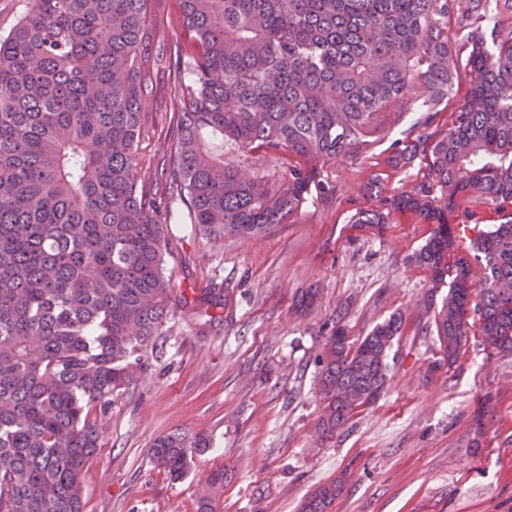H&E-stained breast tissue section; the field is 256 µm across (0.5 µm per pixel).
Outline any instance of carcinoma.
I'll use <instances>...</instances> for the list:
<instances>
[{
  "instance_id": "cac0c4a2",
  "label": "carcinoma",
  "mask_w": 512,
  "mask_h": 512,
  "mask_svg": "<svg viewBox=\"0 0 512 512\" xmlns=\"http://www.w3.org/2000/svg\"><path fill=\"white\" fill-rule=\"evenodd\" d=\"M171 15L183 41L164 57ZM157 66L178 71L177 126L147 190L142 103ZM409 112L418 121L377 151ZM226 153L287 172L247 175ZM339 159L365 174L370 206L351 223L380 232L408 212L431 226L411 262L448 287L433 317L442 362L473 328L512 355V0H0V512H84L95 415L173 309L224 308V286L190 298L166 272L174 205L204 235H265L337 200L326 169ZM462 203L478 227L463 253ZM403 325L325 337L320 437L386 389ZM207 447L167 434L152 457L178 480ZM223 488L213 471L199 512ZM341 489L319 486L302 512H327Z\"/></svg>"
}]
</instances>
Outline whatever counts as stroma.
Wrapping results in <instances>:
<instances>
[{"label":"stroma","instance_id":"obj_1","mask_svg":"<svg viewBox=\"0 0 512 512\" xmlns=\"http://www.w3.org/2000/svg\"><path fill=\"white\" fill-rule=\"evenodd\" d=\"M328 172L337 202L308 206L271 234L214 238L174 225L178 284H221L231 298L211 319L172 312L160 348L99 420L84 512H198L216 469V512H300L337 479L329 512H512V356L472 335L456 364H439L425 303L447 290L408 260L428 225L404 214L380 233L353 226L367 205L363 175L348 162ZM309 289L313 304L298 308ZM397 313L386 391L317 439L325 337L339 324L357 341ZM174 432L210 440L178 481L152 459L154 441ZM224 488L223 470L213 471L206 479L205 486L199 498V512H214L213 500L218 491Z\"/></svg>","mask_w":512,"mask_h":512}]
</instances>
